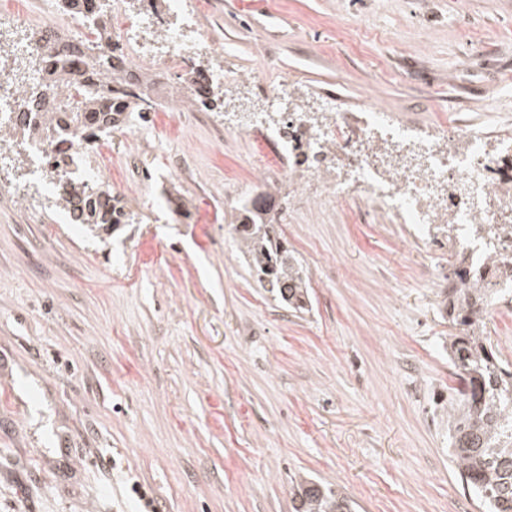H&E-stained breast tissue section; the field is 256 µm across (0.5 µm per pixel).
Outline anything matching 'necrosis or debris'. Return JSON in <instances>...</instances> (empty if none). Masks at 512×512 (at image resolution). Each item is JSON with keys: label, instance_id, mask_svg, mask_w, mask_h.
Wrapping results in <instances>:
<instances>
[{"label": "necrosis or debris", "instance_id": "obj_1", "mask_svg": "<svg viewBox=\"0 0 512 512\" xmlns=\"http://www.w3.org/2000/svg\"><path fill=\"white\" fill-rule=\"evenodd\" d=\"M172 11L180 21L170 25L160 57L146 52L143 24L114 28L126 61L146 71L176 69L187 54L215 53L206 36L186 42L184 29L193 26L194 19L180 0H174ZM55 29L52 0H45L38 37L2 41L0 55L24 58L29 64L28 83L38 84L44 66L40 37ZM39 122L12 75L0 70V128L21 130ZM271 142L279 160H255L261 178L280 180L286 172L282 162L286 156L333 155L336 175L326 183L330 200L343 204L354 197L356 185H364L368 194L359 211L365 217L390 213L398 222L413 225L429 245H453L457 261L479 270L490 287L512 288V141L492 148L475 131L455 123L426 134L394 120L369 99L354 115L327 113L315 128L304 113H288ZM92 145L83 135L42 143L34 156L33 177H40L48 164L64 163ZM473 224L496 231L495 263L486 261L483 244L470 236Z\"/></svg>", "mask_w": 512, "mask_h": 512}]
</instances>
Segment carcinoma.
<instances>
[{
  "label": "carcinoma",
  "instance_id": "obj_1",
  "mask_svg": "<svg viewBox=\"0 0 512 512\" xmlns=\"http://www.w3.org/2000/svg\"><path fill=\"white\" fill-rule=\"evenodd\" d=\"M108 16L94 13L95 39L66 41L55 49L45 70L44 86L54 94L28 92L32 109L42 114V124L22 133L29 141L56 138L92 129L108 137L124 122L126 112H150L153 75L122 65L116 48L100 42ZM201 71L193 65L179 77L170 94L182 95L190 105L213 104L211 91L202 98L185 91V76ZM82 224L85 235L117 230L126 213L117 206L112 191L82 190ZM241 223L232 225L243 259L259 287L273 300L295 312L307 310L308 276L301 261L270 224L258 201L241 205ZM448 321L457 333L448 337V360L458 380L456 397L448 410L449 457L463 485L487 512H512V364L490 341L484 322L486 308L500 288H491L476 271L452 266L448 274ZM295 512H354L355 503L330 486L302 480L294 487Z\"/></svg>",
  "mask_w": 512,
  "mask_h": 512
}]
</instances>
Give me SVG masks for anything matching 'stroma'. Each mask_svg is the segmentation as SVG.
I'll list each match as a JSON object with an SVG mask.
<instances>
[{"label":"stroma","instance_id":"obj_1","mask_svg":"<svg viewBox=\"0 0 512 512\" xmlns=\"http://www.w3.org/2000/svg\"><path fill=\"white\" fill-rule=\"evenodd\" d=\"M237 71L215 109L130 113L84 158L132 224L106 239L0 181V512H294L313 479L357 512H482L448 454L445 250L320 201L326 172L268 185L241 100L449 118L512 137V0H187ZM180 156L179 168L170 165ZM308 271L311 311L259 288L229 225L241 187Z\"/></svg>","mask_w":512,"mask_h":512}]
</instances>
